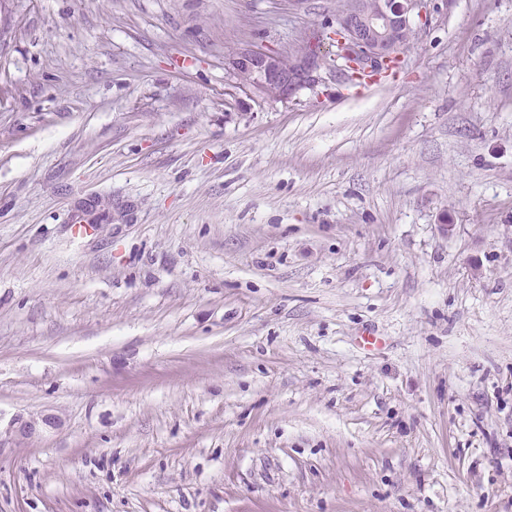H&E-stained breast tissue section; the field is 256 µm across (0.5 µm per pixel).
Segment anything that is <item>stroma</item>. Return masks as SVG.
<instances>
[{
    "label": "stroma",
    "instance_id": "1",
    "mask_svg": "<svg viewBox=\"0 0 512 512\" xmlns=\"http://www.w3.org/2000/svg\"><path fill=\"white\" fill-rule=\"evenodd\" d=\"M339 3L0 0V512H512V0L237 88Z\"/></svg>",
    "mask_w": 512,
    "mask_h": 512
}]
</instances>
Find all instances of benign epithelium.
<instances>
[{
    "instance_id": "obj_1",
    "label": "benign epithelium",
    "mask_w": 512,
    "mask_h": 512,
    "mask_svg": "<svg viewBox=\"0 0 512 512\" xmlns=\"http://www.w3.org/2000/svg\"><path fill=\"white\" fill-rule=\"evenodd\" d=\"M428 0H350L347 10L337 18L328 37L313 28L303 41L276 51L260 45L241 48L231 61L238 84L259 94L271 90L280 99H291L303 89L322 82L325 65L321 43L328 45L337 75L355 79L362 73L388 74L400 62L412 40L418 36L413 20L428 21ZM51 426L54 420L14 418L10 433L18 441L39 432V424Z\"/></svg>"
}]
</instances>
